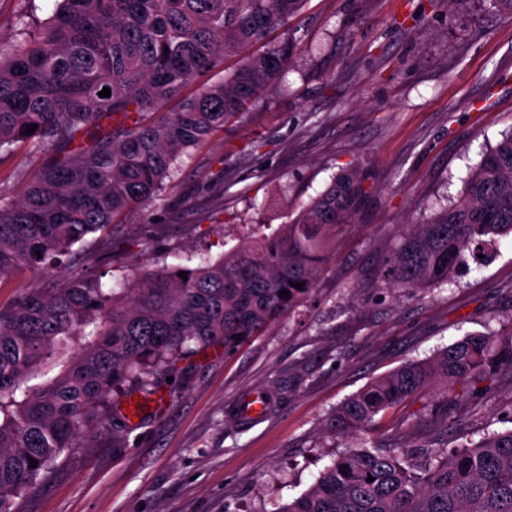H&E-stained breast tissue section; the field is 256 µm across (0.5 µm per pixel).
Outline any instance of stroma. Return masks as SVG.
I'll use <instances>...</instances> for the list:
<instances>
[{
	"mask_svg": "<svg viewBox=\"0 0 512 512\" xmlns=\"http://www.w3.org/2000/svg\"><path fill=\"white\" fill-rule=\"evenodd\" d=\"M58 0H0V49ZM428 20L413 29L411 16ZM274 89L180 156L162 190L76 245L64 264L0 279V308L29 288L105 271L108 288L142 273L203 266L294 221L343 170L365 178L363 208L328 227L310 295L234 350L177 362L157 414L112 445L111 427L62 455L25 512H271L301 495L347 441L327 427L374 378L432 358L465 334L512 329V238L447 285L388 287L385 260L412 225L456 200L470 168L512 131V15L487 0H307ZM41 167L22 146L0 152V193L19 198ZM272 409L239 422L240 397ZM430 385L370 435L389 446L479 441L512 429V374L434 412Z\"/></svg>",
	"mask_w": 512,
	"mask_h": 512,
	"instance_id": "35a3bbf8",
	"label": "stroma"
}]
</instances>
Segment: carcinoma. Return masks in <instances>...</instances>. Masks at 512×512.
<instances>
[{"label": "carcinoma", "instance_id": "cac0c4a2", "mask_svg": "<svg viewBox=\"0 0 512 512\" xmlns=\"http://www.w3.org/2000/svg\"><path fill=\"white\" fill-rule=\"evenodd\" d=\"M304 4L60 0L50 18L22 29L0 53V151L26 143L44 161L18 200L0 198V278L56 263L152 199L182 154L291 63L293 38L269 35ZM256 44L262 53L246 54ZM231 54L242 58L224 81L182 96ZM105 87L111 95L101 98ZM179 96L177 111H163ZM29 125L37 126L32 134ZM363 183L356 171L337 175L296 222L212 264L145 272L122 295L82 273L49 292L29 289L0 310V512H22L60 456L96 425L110 417L112 431H125L120 398L137 392L144 408L178 359L217 342L232 349L305 298L324 230L361 209ZM511 233L509 132L469 170L453 203L402 238L387 262L389 285H444L466 254ZM503 371L512 373V332L467 335L431 360L372 380L328 427L341 437L368 435L376 417L435 380L446 413ZM273 512H512V430L451 451L428 448L407 466L377 444L347 448Z\"/></svg>", "mask_w": 512, "mask_h": 512}]
</instances>
